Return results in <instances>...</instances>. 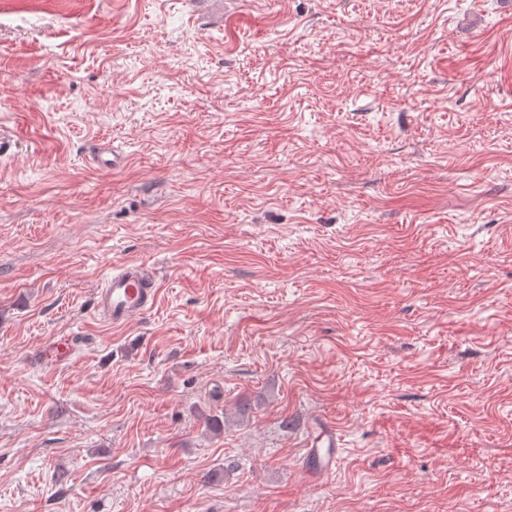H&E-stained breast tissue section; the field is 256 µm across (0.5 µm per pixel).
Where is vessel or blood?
I'll return each instance as SVG.
<instances>
[{
  "label": "vessel or blood",
  "mask_w": 512,
  "mask_h": 512,
  "mask_svg": "<svg viewBox=\"0 0 512 512\" xmlns=\"http://www.w3.org/2000/svg\"><path fill=\"white\" fill-rule=\"evenodd\" d=\"M160 284L156 275L137 262H123L96 291V310L104 321L119 327L152 309L158 300ZM338 436L335 428L321 425L306 455L309 471L317 476L332 472L336 465Z\"/></svg>",
  "instance_id": "vessel-or-blood-1"
}]
</instances>
